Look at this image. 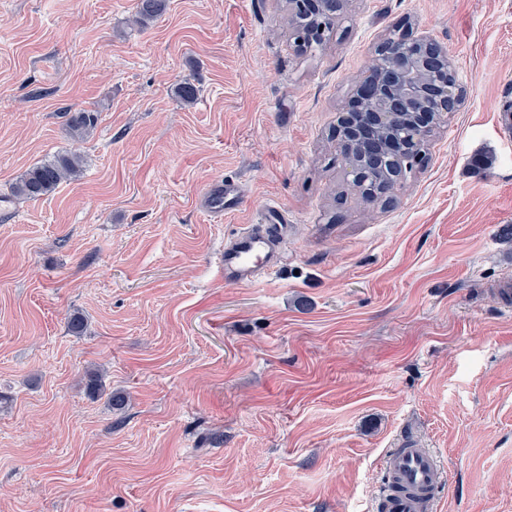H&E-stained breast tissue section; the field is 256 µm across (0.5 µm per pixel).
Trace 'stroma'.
<instances>
[{
  "label": "stroma",
  "instance_id": "1",
  "mask_svg": "<svg viewBox=\"0 0 512 512\" xmlns=\"http://www.w3.org/2000/svg\"><path fill=\"white\" fill-rule=\"evenodd\" d=\"M136 2L0 0V512H377L408 436L444 463L434 512H512V0H350L306 53L287 0H167L144 28ZM405 21L465 100L373 206L330 133ZM71 153L78 180L12 197ZM224 178L248 201L219 220ZM268 202L286 260L225 285ZM83 173V161L77 154H65L24 171L12 186L21 199L37 200L53 192L60 184L77 180ZM202 198L215 213L231 214L248 201L241 184L234 180H214L206 185Z\"/></svg>",
  "mask_w": 512,
  "mask_h": 512
}]
</instances>
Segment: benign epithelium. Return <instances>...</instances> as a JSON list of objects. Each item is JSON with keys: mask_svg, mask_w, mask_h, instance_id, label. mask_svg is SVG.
I'll list each match as a JSON object with an SVG mask.
<instances>
[{"mask_svg": "<svg viewBox=\"0 0 512 512\" xmlns=\"http://www.w3.org/2000/svg\"><path fill=\"white\" fill-rule=\"evenodd\" d=\"M349 0H288V15L306 27L299 37L314 42L324 22L337 21ZM376 62L356 82L353 96L336 120L334 137L359 194L373 203L387 193L404 171L423 161L419 134L431 136L464 101L448 50L404 27L376 49Z\"/></svg>", "mask_w": 512, "mask_h": 512, "instance_id": "7a95c632", "label": "benign epithelium"}]
</instances>
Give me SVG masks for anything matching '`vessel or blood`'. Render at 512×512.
Returning a JSON list of instances; mask_svg holds the SVG:
<instances>
[{"label":"vessel or blood","mask_w":512,"mask_h":512,"mask_svg":"<svg viewBox=\"0 0 512 512\" xmlns=\"http://www.w3.org/2000/svg\"><path fill=\"white\" fill-rule=\"evenodd\" d=\"M202 196L210 210L227 215L247 202L240 183L229 179L208 183ZM285 218L279 204H265L257 223L243 228L225 243L220 258L225 284L253 282L261 272L282 262L286 249L272 225ZM384 469L388 485L386 512H433L436 493L445 480V469L436 453L414 445L400 448L386 458Z\"/></svg>","instance_id":"obj_1"}]
</instances>
